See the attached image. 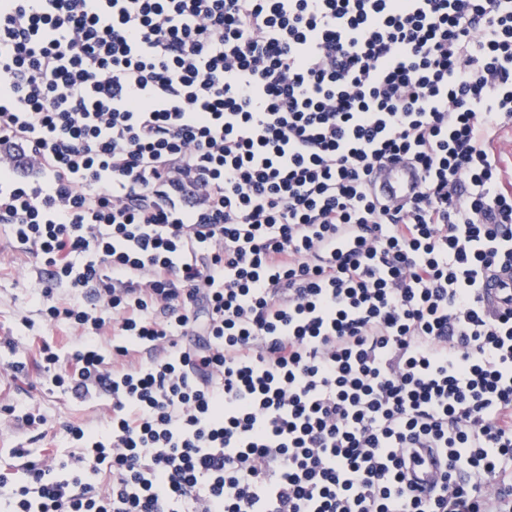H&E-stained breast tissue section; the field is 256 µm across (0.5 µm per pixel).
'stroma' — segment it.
<instances>
[{
	"label": "stroma",
	"mask_w": 512,
	"mask_h": 512,
	"mask_svg": "<svg viewBox=\"0 0 512 512\" xmlns=\"http://www.w3.org/2000/svg\"><path fill=\"white\" fill-rule=\"evenodd\" d=\"M40 261L15 243L10 227L0 224V364L22 361L26 367L18 380L0 381V407H13V414L0 416V467L12 465L11 452L27 448L32 452L51 448L67 453L63 427L69 422L97 425L107 412L106 398L77 401L63 391L45 385L28 347L43 339L54 349L65 347L61 327L47 325L40 313L39 297L46 281ZM44 415V431L29 427L26 414Z\"/></svg>",
	"instance_id": "stroma-1"
}]
</instances>
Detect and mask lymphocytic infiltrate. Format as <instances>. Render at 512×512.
Instances as JSON below:
<instances>
[{
	"label": "lymphocytic infiltrate",
	"mask_w": 512,
	"mask_h": 512,
	"mask_svg": "<svg viewBox=\"0 0 512 512\" xmlns=\"http://www.w3.org/2000/svg\"><path fill=\"white\" fill-rule=\"evenodd\" d=\"M511 121L512 0H0V224L80 338L42 378L111 400L0 502L512 512ZM381 193L393 201L412 198L419 190V176L412 166L400 162L385 163L378 171ZM512 275L510 271L507 272H496L492 275V277L488 280L486 288L483 289V300L484 303L493 306L496 305L497 302H501L499 298L501 288H504V283L508 285V287L512 288Z\"/></svg>",
	"instance_id": "1"
}]
</instances>
